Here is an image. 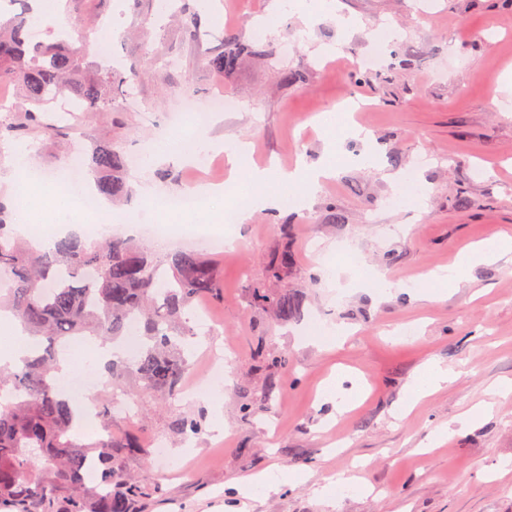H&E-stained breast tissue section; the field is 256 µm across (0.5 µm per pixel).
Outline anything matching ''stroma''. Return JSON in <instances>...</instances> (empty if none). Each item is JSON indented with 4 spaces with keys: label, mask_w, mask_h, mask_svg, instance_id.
Wrapping results in <instances>:
<instances>
[{
    "label": "stroma",
    "mask_w": 512,
    "mask_h": 512,
    "mask_svg": "<svg viewBox=\"0 0 512 512\" xmlns=\"http://www.w3.org/2000/svg\"><path fill=\"white\" fill-rule=\"evenodd\" d=\"M193 5L209 32L188 42L161 0L137 7L109 0L102 20L118 32L114 64L146 72L134 82L140 107L81 119L67 132L36 128L0 143L5 179L23 158L53 182L74 153L102 140L138 157L128 178L131 199L101 203L95 217L123 237L142 222L140 188L176 197L196 178L190 162L151 158L157 141L245 139L256 163L286 170L301 159L319 162L328 144L336 146V176L312 198L274 216L254 212L233 227L236 250L204 252L220 270V295L198 303L222 325L233 351L224 392L172 401L128 394L134 408L151 411L149 418L115 423L117 435L141 448L128 457V469L154 489L142 512H225L240 478L272 467L308 479L255 493L247 512H512V396L491 392L512 380V261L465 268L428 300L418 287L467 245L512 234V92L505 84L512 73V0H334L307 26L297 0ZM341 16L362 25L344 33ZM260 17L273 24L258 37L251 25ZM393 29L401 35L379 65L359 68L357 59L378 49L376 33ZM226 32L261 38L266 57L243 59L224 75L209 70L204 57L220 48ZM286 71L300 81L284 83ZM216 93L233 101L232 111L198 118ZM352 100L361 104L356 120L373 135L369 164L359 160L361 145L310 123L311 113ZM412 168L428 192L424 206L387 205L394 189L387 173ZM285 245L295 264L269 278ZM364 270L384 272L388 287L369 284ZM255 285L302 295L300 316L284 325L255 308ZM313 320L346 334L331 348L308 342L301 330ZM404 325L415 326L416 336L396 337ZM282 354L287 368L264 367V358ZM431 360L454 378L398 417ZM339 364L354 380L338 415L318 390ZM480 402L491 412L422 452L431 430ZM182 417L200 421V431L181 438L174 423ZM158 438L186 465L185 475L166 477ZM340 478V495H319V487Z\"/></svg>",
    "instance_id": "obj_1"
}]
</instances>
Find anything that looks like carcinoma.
Segmentation results:
<instances>
[{
    "instance_id": "obj_1",
    "label": "carcinoma",
    "mask_w": 512,
    "mask_h": 512,
    "mask_svg": "<svg viewBox=\"0 0 512 512\" xmlns=\"http://www.w3.org/2000/svg\"><path fill=\"white\" fill-rule=\"evenodd\" d=\"M31 2L13 0L19 10L0 12V84L19 86L28 104L22 122L0 123V139L33 127L58 129L44 106L60 97L90 117L112 112L120 106L115 91L130 81L124 70L87 62L81 48L64 40L33 42ZM183 12L182 36L195 41L201 18L188 6ZM266 55L257 42L226 38L205 63L224 73L246 56ZM85 162L101 195L131 196L130 161L115 143L94 144ZM293 265L292 253L283 249L273 277ZM218 289V272L207 259L178 251L158 260L131 238L67 236L52 250L38 251L15 234L0 200V312L41 340L36 357L11 371L0 369V512H135L145 486L130 476L126 461L138 447L112 432L106 395L98 405L104 433L92 443L74 434V403L57 390L56 349L84 336L104 343L123 340L134 320L137 354L112 363V384L172 400L189 372L182 347V339L193 335L188 313L195 299ZM254 301L283 322L303 306L302 296L286 289L256 288ZM90 461L96 466L94 483L85 478Z\"/></svg>"
}]
</instances>
